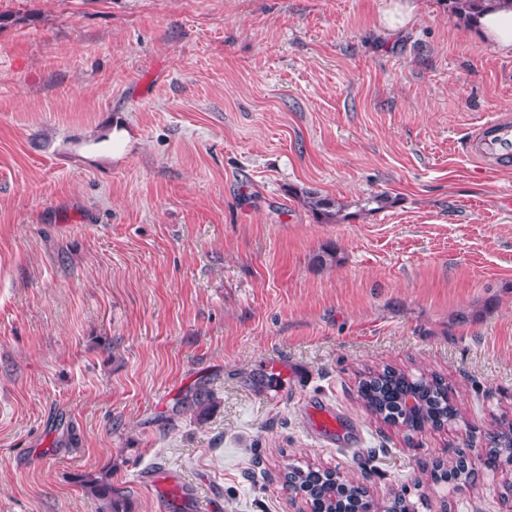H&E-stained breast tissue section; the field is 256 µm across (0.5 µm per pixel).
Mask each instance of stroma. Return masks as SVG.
<instances>
[{"instance_id": "1", "label": "stroma", "mask_w": 512, "mask_h": 512, "mask_svg": "<svg viewBox=\"0 0 512 512\" xmlns=\"http://www.w3.org/2000/svg\"><path fill=\"white\" fill-rule=\"evenodd\" d=\"M392 7L0 0V512H99L100 477L127 512H300L289 465L512 512V473L477 463L512 421V169L468 153L512 114V56L443 0L394 29ZM387 365L441 376L456 421L368 413ZM461 454L472 485L420 469ZM303 205L316 217H322L327 222H340L346 218L342 215L344 207L334 201L322 196L314 189H301L299 191Z\"/></svg>"}]
</instances>
